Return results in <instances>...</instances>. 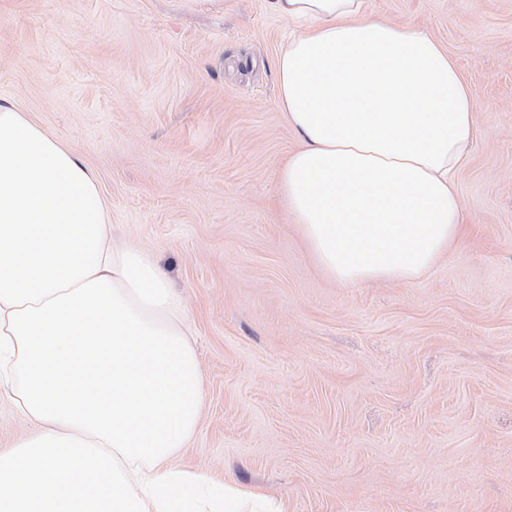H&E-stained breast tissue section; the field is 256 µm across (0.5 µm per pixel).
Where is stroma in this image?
<instances>
[{
    "mask_svg": "<svg viewBox=\"0 0 512 512\" xmlns=\"http://www.w3.org/2000/svg\"><path fill=\"white\" fill-rule=\"evenodd\" d=\"M456 62L472 232L343 286L276 203L299 140L268 0H0V98L98 177L185 306L205 379L183 461L291 512H512V0H368Z\"/></svg>",
    "mask_w": 512,
    "mask_h": 512,
    "instance_id": "1",
    "label": "stroma"
}]
</instances>
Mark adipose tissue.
Segmentation results:
<instances>
[{
    "label": "adipose tissue",
    "mask_w": 512,
    "mask_h": 512,
    "mask_svg": "<svg viewBox=\"0 0 512 512\" xmlns=\"http://www.w3.org/2000/svg\"><path fill=\"white\" fill-rule=\"evenodd\" d=\"M297 26L275 60L300 147L278 200L325 276L407 282L462 239L454 190L479 135L429 33L367 0H272ZM94 171L0 99V391L31 435L0 453V512H289L177 464L204 407L185 310L153 258L109 239Z\"/></svg>",
    "instance_id": "1"
}]
</instances>
